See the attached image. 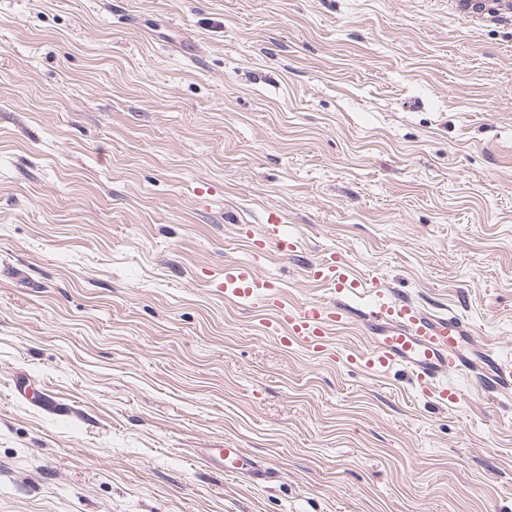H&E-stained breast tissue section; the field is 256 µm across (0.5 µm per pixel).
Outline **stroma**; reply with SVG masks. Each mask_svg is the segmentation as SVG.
Returning a JSON list of instances; mask_svg holds the SVG:
<instances>
[{"label": "stroma", "instance_id": "obj_1", "mask_svg": "<svg viewBox=\"0 0 512 512\" xmlns=\"http://www.w3.org/2000/svg\"><path fill=\"white\" fill-rule=\"evenodd\" d=\"M272 217L290 302L333 254L512 367V8L0 0V512H512V392L217 291ZM284 226V224H278L276 220L270 224H263L262 240L259 241L261 248L267 244L268 248H273L284 255L293 251L294 242L288 238ZM246 456L242 448H204L203 451V459L206 462L216 463L228 473L243 470Z\"/></svg>", "mask_w": 512, "mask_h": 512}]
</instances>
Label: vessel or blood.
I'll list each match as a JSON object with an SVG mask.
<instances>
[{
  "label": "vessel or blood",
  "mask_w": 512,
  "mask_h": 512,
  "mask_svg": "<svg viewBox=\"0 0 512 512\" xmlns=\"http://www.w3.org/2000/svg\"><path fill=\"white\" fill-rule=\"evenodd\" d=\"M262 241L284 255L294 248L283 225L275 221L264 225ZM311 274L334 288L337 301L288 304L274 282L261 276L253 264L244 262L225 263L223 294L234 303L267 310L269 316L262 324L265 335L276 337L283 346L297 345L314 353L325 350L336 326L353 319L360 321L368 346L349 353L351 363L372 374L402 367L422 389L435 390L444 402L458 399L457 391L442 382L450 372L481 376L494 391L512 389V372L491 364L488 354L475 351L472 331L464 322L403 302L380 290L375 282L354 276L349 265L333 255L318 261ZM355 293L373 297V304L353 310L344 297ZM203 458L234 473L245 463L246 454L240 448H207Z\"/></svg>",
  "instance_id": "1"
}]
</instances>
